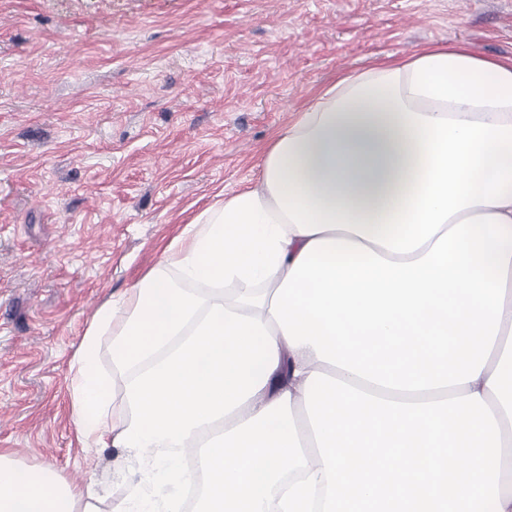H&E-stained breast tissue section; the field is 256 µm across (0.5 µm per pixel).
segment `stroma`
Segmentation results:
<instances>
[{"label": "stroma", "mask_w": 512, "mask_h": 512, "mask_svg": "<svg viewBox=\"0 0 512 512\" xmlns=\"http://www.w3.org/2000/svg\"><path fill=\"white\" fill-rule=\"evenodd\" d=\"M467 44L512 57V0H0V450L118 512L147 466L82 449L71 369L96 310L343 74Z\"/></svg>", "instance_id": "1"}]
</instances>
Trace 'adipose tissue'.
I'll use <instances>...</instances> for the list:
<instances>
[{
	"label": "adipose tissue",
	"instance_id": "1",
	"mask_svg": "<svg viewBox=\"0 0 512 512\" xmlns=\"http://www.w3.org/2000/svg\"><path fill=\"white\" fill-rule=\"evenodd\" d=\"M74 368L81 446L151 467L122 512H182L191 450L200 512H512V59L434 46L317 91ZM99 495L0 454V512ZM99 369L111 398V415L119 414L126 408L124 383L132 376L131 372L120 374L112 366V334L103 335L98 344Z\"/></svg>",
	"mask_w": 512,
	"mask_h": 512
}]
</instances>
